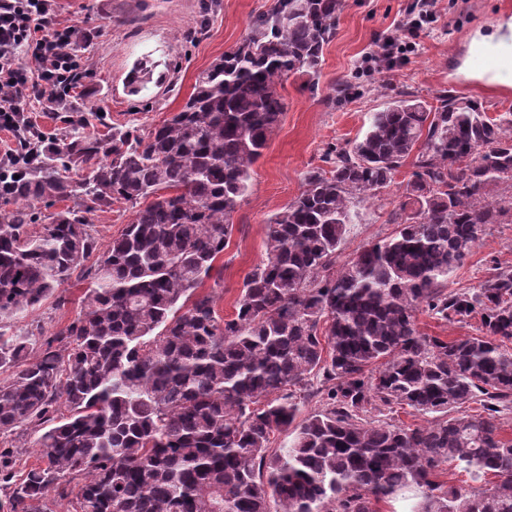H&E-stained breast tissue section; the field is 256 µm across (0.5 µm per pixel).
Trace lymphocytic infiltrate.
<instances>
[{
    "label": "lymphocytic infiltrate",
    "mask_w": 512,
    "mask_h": 512,
    "mask_svg": "<svg viewBox=\"0 0 512 512\" xmlns=\"http://www.w3.org/2000/svg\"><path fill=\"white\" fill-rule=\"evenodd\" d=\"M74 29L59 26L53 0H0V199L26 177L47 138L26 108L34 99L55 110L65 107L79 64Z\"/></svg>",
    "instance_id": "lymphocytic-infiltrate-1"
}]
</instances>
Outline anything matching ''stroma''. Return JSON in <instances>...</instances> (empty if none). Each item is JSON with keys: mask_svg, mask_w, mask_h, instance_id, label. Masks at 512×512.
Returning <instances> with one entry per match:
<instances>
[{"mask_svg": "<svg viewBox=\"0 0 512 512\" xmlns=\"http://www.w3.org/2000/svg\"><path fill=\"white\" fill-rule=\"evenodd\" d=\"M336 36L325 46L316 75L292 74L280 92L286 111L278 132L257 162L250 191L233 214L224 251V288L217 308L231 315L247 273L264 258L266 223L294 200L304 173L322 166L326 150L363 134L370 113L401 93L434 104L442 90L477 100L489 116L512 111V86L467 79L460 67L476 68L469 53L475 33L512 17V0H433L434 23L420 28L415 50L399 67L363 70L365 56L376 53L387 35L401 34L411 0H342ZM274 0H54L58 22L76 30L75 48L85 76L64 110L32 106L33 118L48 139L69 134L66 117L81 122L82 132L102 135L112 128H148L179 111L198 75L248 34L253 18L268 12ZM161 71L164 79L139 92L123 93L134 62ZM413 171L405 163L384 196L363 204L342 251L350 257L364 243L389 236V202L404 191ZM134 215L130 205L90 214V232L99 250L120 236ZM512 266V224L487 225L463 267L448 278L449 289L478 288L489 276L490 260ZM89 280L72 276L60 297L48 298L14 329H41L49 336L73 319Z\"/></svg>", "mask_w": 512, "mask_h": 512, "instance_id": "35a3bbf8", "label": "stroma"}]
</instances>
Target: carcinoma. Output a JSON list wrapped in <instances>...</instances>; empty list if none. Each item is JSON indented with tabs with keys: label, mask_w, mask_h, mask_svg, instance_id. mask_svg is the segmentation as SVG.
Wrapping results in <instances>:
<instances>
[{
	"label": "carcinoma",
	"mask_w": 512,
	"mask_h": 512,
	"mask_svg": "<svg viewBox=\"0 0 512 512\" xmlns=\"http://www.w3.org/2000/svg\"><path fill=\"white\" fill-rule=\"evenodd\" d=\"M341 8L276 0L170 119L50 143L0 212V435L20 429L45 457L16 480L0 453L10 512H46L52 492L75 495L74 512H377L411 487L412 512H512L499 422L512 405V268L448 289L476 230L512 224V118L451 90L436 106L401 94L269 219L232 317L204 290L223 283L231 217L284 118L279 88L317 73ZM413 153L395 232L338 261L358 207ZM48 199L75 206L37 224ZM88 202L135 208L90 268ZM78 269L92 285L76 317L39 341L6 333ZM420 312L474 320L475 334L431 336ZM315 379L323 408L299 421ZM476 398L479 411L460 412ZM404 406L435 419L386 418ZM447 463L484 487L440 483Z\"/></svg>",
	"instance_id": "obj_1"
}]
</instances>
